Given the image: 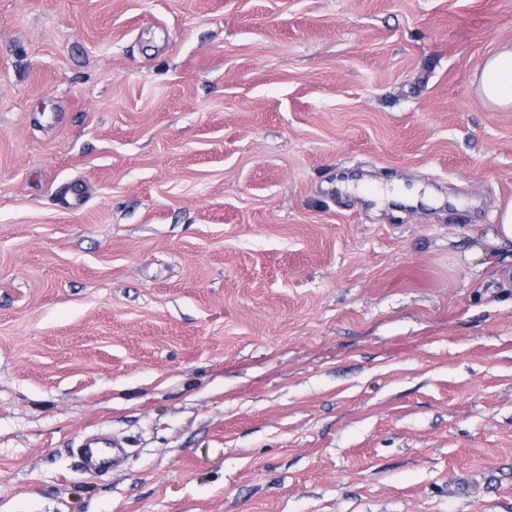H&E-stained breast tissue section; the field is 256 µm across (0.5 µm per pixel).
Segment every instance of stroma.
Instances as JSON below:
<instances>
[{
  "instance_id": "obj_1",
  "label": "stroma",
  "mask_w": 512,
  "mask_h": 512,
  "mask_svg": "<svg viewBox=\"0 0 512 512\" xmlns=\"http://www.w3.org/2000/svg\"><path fill=\"white\" fill-rule=\"evenodd\" d=\"M505 44L512 0H0V512H512ZM481 67V96L495 106L512 108V45L499 49ZM497 224L482 239V246L475 250V257L494 255L498 248L512 246V200L499 205L496 211ZM88 471H97L102 468L114 465L117 448L101 447L89 444L87 447L79 448Z\"/></svg>"
}]
</instances>
